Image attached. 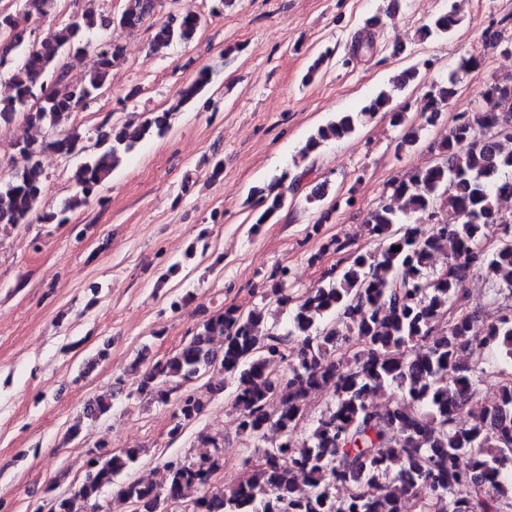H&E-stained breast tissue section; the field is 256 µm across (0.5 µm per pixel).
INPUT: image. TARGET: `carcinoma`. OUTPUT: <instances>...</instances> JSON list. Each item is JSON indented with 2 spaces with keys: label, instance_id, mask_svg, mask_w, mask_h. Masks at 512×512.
Here are the masks:
<instances>
[{
  "label": "carcinoma",
  "instance_id": "obj_1",
  "mask_svg": "<svg viewBox=\"0 0 512 512\" xmlns=\"http://www.w3.org/2000/svg\"><path fill=\"white\" fill-rule=\"evenodd\" d=\"M14 12L0 10V72L10 73L12 94L0 98V124L22 120L44 127L49 138L13 144V169L0 182V226L63 224L65 213L104 198L105 181L147 136H163L173 111H145L141 123L97 127L95 151L76 166L73 192L63 210L39 213L47 175L39 156L52 151L69 158L85 149L86 132L61 128L74 103L90 102L107 89L112 68L124 47L90 35L112 27L154 29L152 51L165 54L191 42L201 27L192 13L170 12L154 21L165 0H125L117 15L89 7L56 22L38 43L28 44L29 22L46 20L56 0H19ZM461 23L457 0L423 25L422 40L445 38ZM84 78L70 81L75 66ZM405 69L358 112H340L317 127L301 153L352 134L383 111L392 125L405 112L392 106L395 92L416 78ZM201 69L180 90L177 106L196 98L212 83ZM456 93V75L429 86L421 108L433 125ZM512 117V78L487 85L482 103L457 114L448 136L438 144L440 159L390 184L391 194L366 217L379 240L373 252L356 253L341 270L330 269L320 285L296 295L288 288V269L270 275L268 299L289 312L284 325L268 323L265 309L247 312L226 307L205 319L172 354L147 366L139 390L161 405L174 406L171 438L198 419L218 396L221 382L204 394L189 383L220 368L234 384L231 391L239 429L254 448L244 458V480L229 487L212 484L224 465V439L201 432L195 453L163 463L160 483L127 480L117 498L140 512H168L170 502L189 492V512H507L512 509V373L502 374L490 404L468 407L484 381L480 367L487 355L512 359V306L486 322L471 310L464 283L473 271L512 295V215L498 201L512 197V134L501 133L497 117ZM484 131L482 139L475 129ZM255 187L254 225L266 223L287 198L276 186ZM456 215L450 223L443 210ZM356 349L336 358L342 344ZM285 365L283 372L272 363ZM398 390L402 400L380 405L378 398ZM331 392L309 432L297 429L306 418L311 392ZM111 399L98 397L83 412L87 419L109 413ZM275 433L269 439V433ZM141 456L139 448L121 451L99 444L86 453L84 477L55 499L51 512H101L102 498L115 479Z\"/></svg>",
  "mask_w": 512,
  "mask_h": 512
}]
</instances>
